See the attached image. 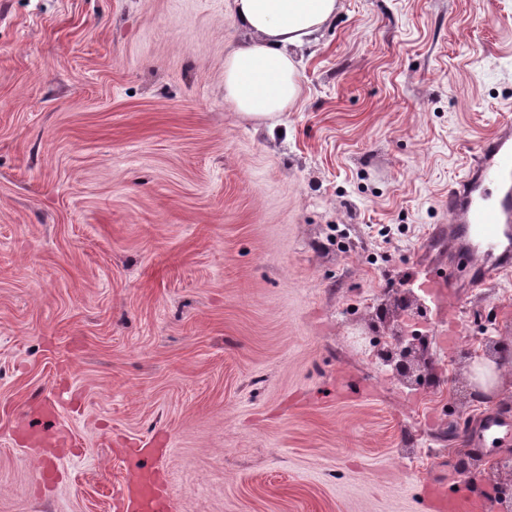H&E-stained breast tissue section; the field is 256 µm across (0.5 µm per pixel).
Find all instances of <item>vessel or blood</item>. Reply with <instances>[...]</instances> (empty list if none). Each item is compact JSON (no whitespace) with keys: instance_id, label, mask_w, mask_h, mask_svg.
I'll use <instances>...</instances> for the list:
<instances>
[{"instance_id":"vessel-or-blood-1","label":"vessel or blood","mask_w":512,"mask_h":512,"mask_svg":"<svg viewBox=\"0 0 512 512\" xmlns=\"http://www.w3.org/2000/svg\"><path fill=\"white\" fill-rule=\"evenodd\" d=\"M512 269V120L478 147L477 161L465 177L448 190V270L421 283L433 302L454 300L460 288L489 287L503 271ZM457 491L425 481L423 498L430 512H473L466 488L469 475L454 478ZM125 512H169L145 474L130 478L123 502Z\"/></svg>"}]
</instances>
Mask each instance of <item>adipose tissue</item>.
Masks as SVG:
<instances>
[{
	"mask_svg": "<svg viewBox=\"0 0 512 512\" xmlns=\"http://www.w3.org/2000/svg\"><path fill=\"white\" fill-rule=\"evenodd\" d=\"M339 0H233L246 40L224 58V98L236 112L270 119L298 100L303 46L336 14Z\"/></svg>",
	"mask_w": 512,
	"mask_h": 512,
	"instance_id": "1",
	"label": "adipose tissue"
}]
</instances>
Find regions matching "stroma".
Returning <instances> with one entry per match:
<instances>
[{"label": "stroma", "instance_id": "obj_1", "mask_svg": "<svg viewBox=\"0 0 512 512\" xmlns=\"http://www.w3.org/2000/svg\"><path fill=\"white\" fill-rule=\"evenodd\" d=\"M232 0H0V512H116L122 452L172 512H500L512 271L407 330L496 345L480 401L368 358L375 309L448 266L436 226L512 117V0H340L276 130L224 99ZM472 478L467 474H457L454 484L461 488V492L447 490V486L427 480L423 482V498L431 512H468L475 508H483V504H476L464 491L472 483Z\"/></svg>", "mask_w": 512, "mask_h": 512}]
</instances>
